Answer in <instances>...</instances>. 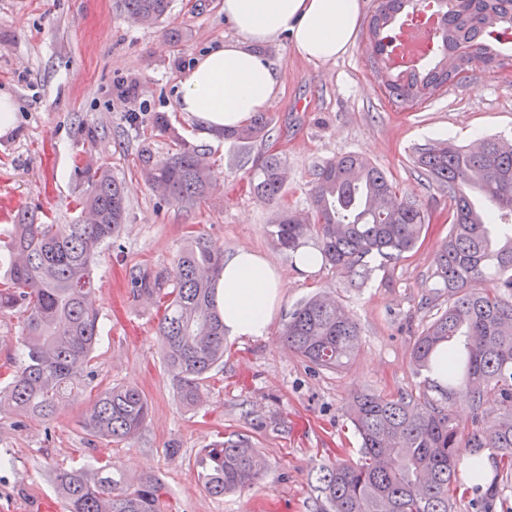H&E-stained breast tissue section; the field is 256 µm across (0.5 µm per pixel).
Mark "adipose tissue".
Masks as SVG:
<instances>
[{"instance_id":"adipose-tissue-1","label":"adipose tissue","mask_w":512,"mask_h":512,"mask_svg":"<svg viewBox=\"0 0 512 512\" xmlns=\"http://www.w3.org/2000/svg\"><path fill=\"white\" fill-rule=\"evenodd\" d=\"M363 0H224V18L237 36L199 56L179 79L176 109L210 138L248 123L277 101L284 73L263 46L288 37L308 61H335L354 44ZM286 288L277 269L249 248L225 255L216 282L224 333L265 338Z\"/></svg>"}]
</instances>
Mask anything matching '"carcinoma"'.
Masks as SVG:
<instances>
[{"label": "carcinoma", "instance_id": "1", "mask_svg": "<svg viewBox=\"0 0 512 512\" xmlns=\"http://www.w3.org/2000/svg\"><path fill=\"white\" fill-rule=\"evenodd\" d=\"M366 33L367 62L381 77L385 95L405 110L421 105L451 83L448 59L466 69L512 68V54L496 45L512 41V0H377ZM170 0H121L128 17L157 24ZM435 13L429 61L395 71L390 25L418 13ZM262 112L222 134L247 148L270 137ZM199 149L182 143L175 153L142 159V175L168 184L167 198L194 206L214 186L213 171L198 162ZM421 175L448 192V238L436 257V287L448 291V307L435 313L417 336L412 362L430 371L441 345H448V387L439 399L422 391L388 397L352 394L349 419L361 439L354 463L338 460L316 469L314 490L320 512H454L466 462L473 483L472 512H496L512 475V141L488 138L476 148L440 141L416 151ZM86 191L83 211L91 220L75 224H15L0 243V316L22 319V357L5 367L0 413L9 410L42 423L86 395L82 428L104 440L132 439L149 414L134 386L109 387L87 395L95 378L94 349L99 314L93 306L91 270L101 246L125 223L127 203L109 170L78 169ZM286 163L270 153L250 173L257 199L277 201ZM430 224L427 208L399 196L384 171L358 153L314 167L309 206L283 209L267 234L288 256L307 245L321 264L347 279H365L370 262L385 266L414 250ZM224 246L191 235L170 271L148 265L130 273L136 298L164 305L158 324L164 364L187 407L198 404L201 387L224 361V324L215 303ZM288 347L313 367L339 370L354 358L360 341L356 323L336 302L312 296L288 317ZM464 396L472 430L454 422L452 407ZM193 467L212 497L240 492L264 476L259 449L239 436L201 449ZM54 485L67 512H163L164 486L153 478L124 481L107 461L97 468L57 472Z\"/></svg>", "mask_w": 512, "mask_h": 512}]
</instances>
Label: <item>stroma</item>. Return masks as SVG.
I'll return each mask as SVG.
<instances>
[{
  "label": "stroma",
  "mask_w": 512,
  "mask_h": 512,
  "mask_svg": "<svg viewBox=\"0 0 512 512\" xmlns=\"http://www.w3.org/2000/svg\"><path fill=\"white\" fill-rule=\"evenodd\" d=\"M234 35L223 0H172L151 27L131 23L119 0H0V92L18 108L14 128L0 135V237L22 213L36 224L79 220L85 187L76 167L104 166L122 182L127 221L93 267L101 326L93 385H132L149 403L140 434L112 442L83 430V399L47 425L0 415V456L8 459L0 468V512H65L52 475L105 460L127 478L164 484L165 512H316L310 477L318 465L359 458L350 393L396 396L425 384L411 353L428 320L421 303L435 255L448 235V194L420 175L415 151L448 138L466 146L512 139V76L477 67L422 106L401 110L370 70L364 38L325 64L307 61L281 39L266 49L285 74L269 112L271 137L264 149L246 151L200 135L175 108L182 72ZM159 112L169 130L155 123ZM87 126L97 129L95 139L85 136ZM183 140L202 149L216 175L208 197L191 209L140 174L141 150L163 159ZM263 150L286 161V187L273 204L259 202L248 184ZM348 152L369 158L430 214L413 252L356 285L324 267L298 273L266 233L277 210L307 207L314 165ZM192 230L225 252L262 254L288 288L266 339L227 340L223 365L189 409L164 365L160 312L133 298L127 281L141 265L171 268ZM316 294L334 299L360 328L359 349L345 369H311L283 339L289 313ZM240 435L264 457L263 479L242 493L209 496L192 467L195 455L217 438Z\"/></svg>",
  "instance_id": "stroma-1"
}]
</instances>
